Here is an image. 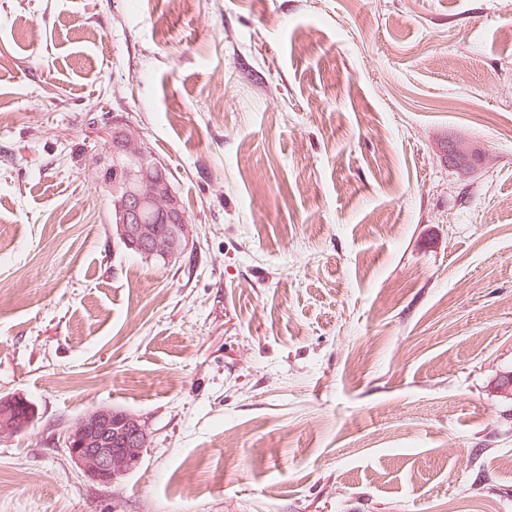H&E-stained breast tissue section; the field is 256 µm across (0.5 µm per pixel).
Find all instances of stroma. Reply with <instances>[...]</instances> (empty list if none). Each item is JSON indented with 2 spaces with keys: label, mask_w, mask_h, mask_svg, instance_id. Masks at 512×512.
<instances>
[{
  "label": "stroma",
  "mask_w": 512,
  "mask_h": 512,
  "mask_svg": "<svg viewBox=\"0 0 512 512\" xmlns=\"http://www.w3.org/2000/svg\"><path fill=\"white\" fill-rule=\"evenodd\" d=\"M118 119L176 262L112 234ZM0 282V512H512V0H0ZM480 149L473 144L448 139V166H466L479 156ZM90 418L92 423L86 419L71 438L69 433L64 434L63 450L71 463L88 471L93 481L112 484L121 475L120 471L114 472L112 466L114 469L127 468L134 457L133 450L147 447V435L140 421L124 410H113L112 414L96 411L90 414ZM111 420L112 425L100 428L99 435H103L104 445L111 444L112 448H102L95 432L98 427H106Z\"/></svg>",
  "instance_id": "stroma-1"
}]
</instances>
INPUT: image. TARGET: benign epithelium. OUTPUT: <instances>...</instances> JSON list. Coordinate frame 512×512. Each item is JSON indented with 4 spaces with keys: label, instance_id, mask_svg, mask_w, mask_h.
<instances>
[{
    "label": "benign epithelium",
    "instance_id": "1",
    "mask_svg": "<svg viewBox=\"0 0 512 512\" xmlns=\"http://www.w3.org/2000/svg\"><path fill=\"white\" fill-rule=\"evenodd\" d=\"M138 143L127 145V155H112L116 174L123 175L121 203L117 204V237L129 247L138 248L149 254H159L164 259H177L192 245L191 228L187 216L179 211L177 196L170 184L146 176V163L135 152ZM480 149L473 144L456 139L448 140V164L465 166L479 156ZM176 212L179 220L166 225L165 232H159L158 225L147 224V213L156 207ZM112 414L96 411L90 420L84 421L71 436H63L64 452L75 466L88 471L90 478L100 484H110L120 472L112 469V449L100 446L95 437L99 427L107 426Z\"/></svg>",
    "mask_w": 512,
    "mask_h": 512
}]
</instances>
